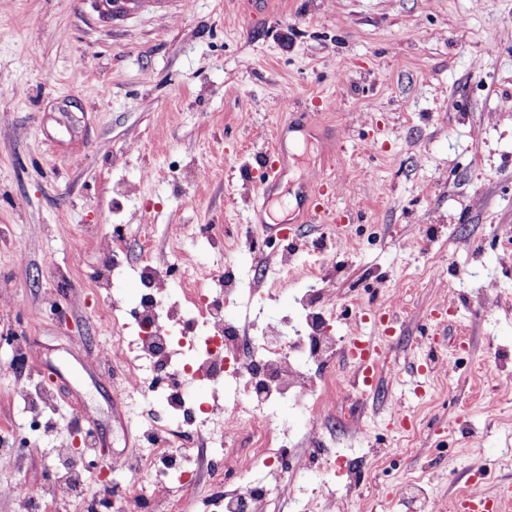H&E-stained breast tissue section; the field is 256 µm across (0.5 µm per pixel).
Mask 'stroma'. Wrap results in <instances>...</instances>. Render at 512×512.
I'll return each instance as SVG.
<instances>
[{"label": "stroma", "mask_w": 512, "mask_h": 512, "mask_svg": "<svg viewBox=\"0 0 512 512\" xmlns=\"http://www.w3.org/2000/svg\"><path fill=\"white\" fill-rule=\"evenodd\" d=\"M146 237L207 291L236 278L241 326L293 318L325 270L332 332L384 352L368 384L355 360L326 364L340 386L318 434L267 406L278 442L324 448L276 512H413L416 478L430 512H453L482 469L512 512V0H128L111 17L0 0V334L27 339L0 346V431L31 443L0 472V512H25L17 487L86 426L100 450L63 512L124 482L99 455L148 454L155 371H130L137 324L105 286L139 302ZM284 259L294 279L255 280ZM104 352L111 368L90 361ZM37 383L51 406L34 431Z\"/></svg>", "instance_id": "obj_1"}]
</instances>
